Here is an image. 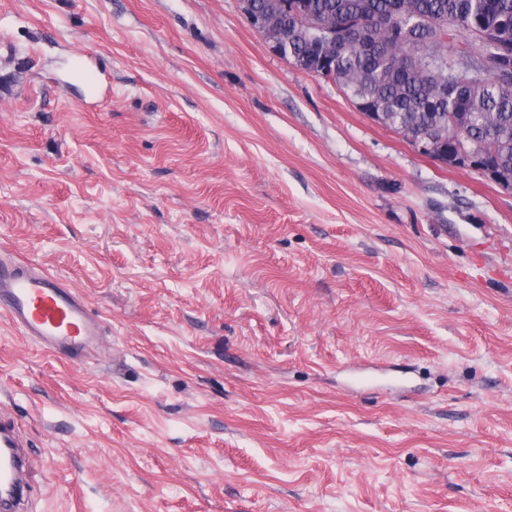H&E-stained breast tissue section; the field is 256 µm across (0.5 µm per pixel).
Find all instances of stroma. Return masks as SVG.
Instances as JSON below:
<instances>
[{"label":"stroma","mask_w":512,"mask_h":512,"mask_svg":"<svg viewBox=\"0 0 512 512\" xmlns=\"http://www.w3.org/2000/svg\"><path fill=\"white\" fill-rule=\"evenodd\" d=\"M0 315L28 512H512V193L298 69L239 0H0ZM250 1L239 0L240 8L249 24L266 38L274 52L288 58V40L278 39L269 34L266 17L262 13L255 11ZM0 311L23 336L78 353L100 334V323L59 278L32 260L0 254Z\"/></svg>","instance_id":"35a3bbf8"}]
</instances>
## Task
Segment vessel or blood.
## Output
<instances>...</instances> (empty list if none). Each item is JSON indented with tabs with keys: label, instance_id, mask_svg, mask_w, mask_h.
<instances>
[{
	"label": "vessel or blood",
	"instance_id": "b4317fda",
	"mask_svg": "<svg viewBox=\"0 0 512 512\" xmlns=\"http://www.w3.org/2000/svg\"><path fill=\"white\" fill-rule=\"evenodd\" d=\"M0 311L19 332L63 352H80L100 334V323L59 278L33 261L0 254ZM24 443L16 421L0 416V485L22 484Z\"/></svg>",
	"mask_w": 512,
	"mask_h": 512
}]
</instances>
